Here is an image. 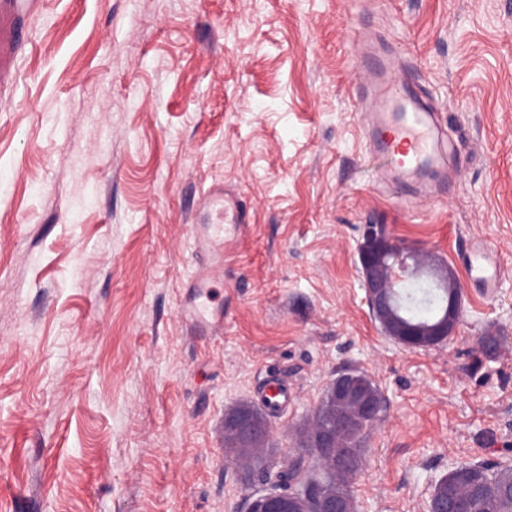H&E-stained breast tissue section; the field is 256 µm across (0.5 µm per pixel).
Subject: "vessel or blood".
Listing matches in <instances>:
<instances>
[{
  "label": "vessel or blood",
  "instance_id": "1",
  "mask_svg": "<svg viewBox=\"0 0 512 512\" xmlns=\"http://www.w3.org/2000/svg\"><path fill=\"white\" fill-rule=\"evenodd\" d=\"M357 62L353 71L355 92L361 99L362 130L368 152L383 161L381 182L396 186L411 208L447 196L463 177L453 155L455 144L429 104L418 80L401 67L395 54L381 52L355 31ZM206 206L211 215L207 234L195 237L193 251L208 252L210 245L224 241V227L243 223V207L237 197L222 188L209 187ZM468 280L480 286L485 298L495 296L501 286V267L485 242H474L460 257ZM295 396L271 382L259 403L272 418H283Z\"/></svg>",
  "mask_w": 512,
  "mask_h": 512
}]
</instances>
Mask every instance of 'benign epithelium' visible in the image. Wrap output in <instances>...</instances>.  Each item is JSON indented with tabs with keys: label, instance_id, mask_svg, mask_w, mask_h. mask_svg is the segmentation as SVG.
Wrapping results in <instances>:
<instances>
[{
	"label": "benign epithelium",
	"instance_id": "7a95c632",
	"mask_svg": "<svg viewBox=\"0 0 512 512\" xmlns=\"http://www.w3.org/2000/svg\"><path fill=\"white\" fill-rule=\"evenodd\" d=\"M360 276L365 300L383 332L409 349H428L455 335L461 313L462 288L454 270L437 254L406 246L393 237L384 224H364L358 244ZM429 271L439 285L448 289V310L430 324H409L402 321L394 307V288L401 276H415ZM331 401L336 408V426L327 432L313 433L307 445L316 449L318 459L329 458V449L345 433L354 431L360 419L375 418L380 410V397L350 376L336 378L330 387ZM224 427L235 432V459L250 458L258 442L270 438L269 426L247 413L225 415ZM299 490L283 496L280 492H264L253 496L248 512H300Z\"/></svg>",
	"mask_w": 512,
	"mask_h": 512
}]
</instances>
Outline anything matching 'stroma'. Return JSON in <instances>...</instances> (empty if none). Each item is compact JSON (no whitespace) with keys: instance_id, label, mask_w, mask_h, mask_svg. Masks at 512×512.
Here are the masks:
<instances>
[{"instance_id":"1","label":"stroma","mask_w":512,"mask_h":512,"mask_svg":"<svg viewBox=\"0 0 512 512\" xmlns=\"http://www.w3.org/2000/svg\"><path fill=\"white\" fill-rule=\"evenodd\" d=\"M0 73V512H247L263 469L227 463L224 414L267 374L297 391L262 453L287 469L330 382L384 412L355 512H421L458 465L512 466V0H10ZM358 26L410 62L464 181L403 210L352 94ZM219 184L249 221L191 332L193 222ZM445 260L474 238L502 283L462 281L458 332L384 336L360 227Z\"/></svg>"}]
</instances>
